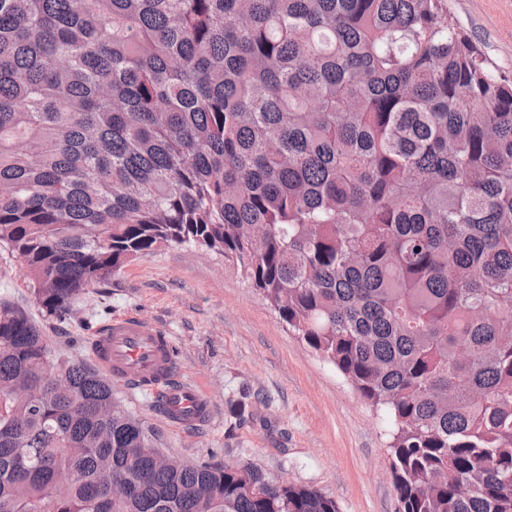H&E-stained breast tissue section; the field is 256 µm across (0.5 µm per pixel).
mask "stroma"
Masks as SVG:
<instances>
[{
    "mask_svg": "<svg viewBox=\"0 0 512 512\" xmlns=\"http://www.w3.org/2000/svg\"><path fill=\"white\" fill-rule=\"evenodd\" d=\"M448 16L512 76V0H448ZM3 299L36 320L52 348L88 364L91 337L114 317L133 314L164 329L179 376L211 397V423L174 428L147 392L117 380L112 392L166 455L251 464L318 489L338 512H397L386 416L289 332L223 255L160 247L88 289L59 320L42 314L19 262L0 247Z\"/></svg>",
    "mask_w": 512,
    "mask_h": 512,
    "instance_id": "stroma-1",
    "label": "stroma"
}]
</instances>
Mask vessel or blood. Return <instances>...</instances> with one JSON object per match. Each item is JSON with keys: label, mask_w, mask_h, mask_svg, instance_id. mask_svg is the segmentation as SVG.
<instances>
[{"label": "vessel or blood", "mask_w": 512, "mask_h": 512, "mask_svg": "<svg viewBox=\"0 0 512 512\" xmlns=\"http://www.w3.org/2000/svg\"><path fill=\"white\" fill-rule=\"evenodd\" d=\"M90 350L107 377L148 392L171 424L189 427L209 422L210 397L177 376L174 342L160 327L136 316L120 317L102 327Z\"/></svg>", "instance_id": "b4317fda"}]
</instances>
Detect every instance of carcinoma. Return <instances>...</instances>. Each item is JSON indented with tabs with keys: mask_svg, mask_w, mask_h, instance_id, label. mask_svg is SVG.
<instances>
[{
	"mask_svg": "<svg viewBox=\"0 0 512 512\" xmlns=\"http://www.w3.org/2000/svg\"><path fill=\"white\" fill-rule=\"evenodd\" d=\"M182 245L384 411L399 512H512V79L448 0H0V246L41 309ZM152 447L0 302V512H337Z\"/></svg>",
	"mask_w": 512,
	"mask_h": 512,
	"instance_id": "carcinoma-1",
	"label": "carcinoma"
}]
</instances>
